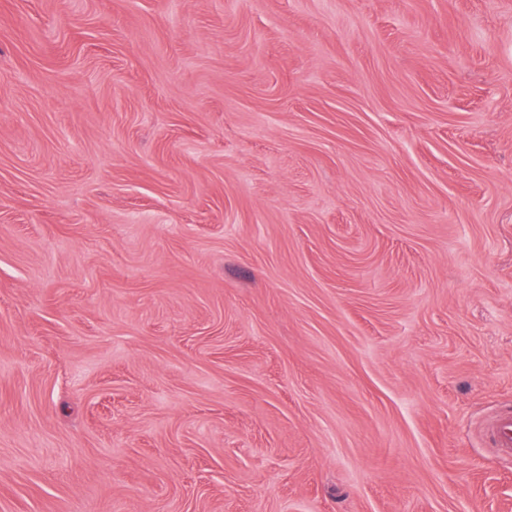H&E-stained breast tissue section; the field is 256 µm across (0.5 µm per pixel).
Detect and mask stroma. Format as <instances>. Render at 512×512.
Listing matches in <instances>:
<instances>
[{"label": "stroma", "mask_w": 512, "mask_h": 512, "mask_svg": "<svg viewBox=\"0 0 512 512\" xmlns=\"http://www.w3.org/2000/svg\"><path fill=\"white\" fill-rule=\"evenodd\" d=\"M512 0H0V512H512ZM485 433L501 456L512 457V412H501L489 420Z\"/></svg>", "instance_id": "stroma-1"}]
</instances>
